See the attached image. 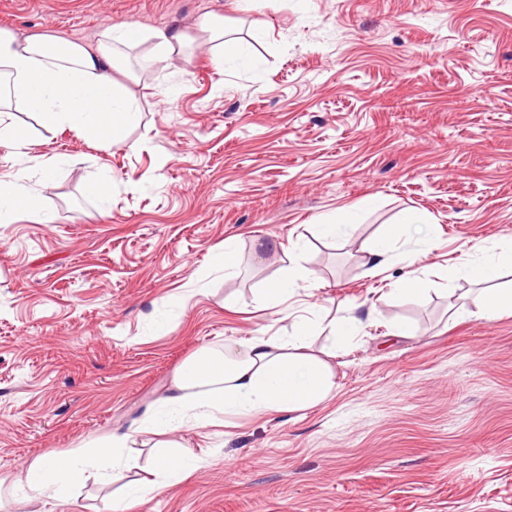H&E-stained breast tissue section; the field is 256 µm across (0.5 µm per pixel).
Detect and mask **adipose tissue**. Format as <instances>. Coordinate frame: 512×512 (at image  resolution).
<instances>
[{"label":"adipose tissue","instance_id":"1","mask_svg":"<svg viewBox=\"0 0 512 512\" xmlns=\"http://www.w3.org/2000/svg\"><path fill=\"white\" fill-rule=\"evenodd\" d=\"M151 41L150 59L165 62L179 53L188 35L178 29L143 31L131 23L105 30L94 48L52 37L21 39L0 29V145L13 156H24L26 137L15 122L17 112H31L49 132L75 130L97 149L108 152L125 143L129 130L140 119L129 89L139 75L130 66V55L144 41ZM124 81L114 79V72ZM22 215L47 222L49 205L28 176L0 178V224ZM512 269V249L492 253L486 261L464 260L458 276L479 285L486 300V314L512 311V289L496 284L499 269ZM360 318L356 307L343 316H298L288 332L253 336L202 351L175 372L172 392L159 403L145 428L164 437L185 425H213L228 415L266 411H300L324 402L335 388L329 356L314 352L311 339L330 330L334 344L342 345L356 334ZM130 435H113L110 443L85 445L63 457H42L30 464L24 481L13 484V496L27 501H63L78 478L93 476L117 482L136 460L127 455ZM198 468V459L187 447L158 453L153 477L126 487V496L140 500L155 490L179 483Z\"/></svg>","mask_w":512,"mask_h":512}]
</instances>
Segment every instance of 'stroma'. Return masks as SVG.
Here are the masks:
<instances>
[{"label":"stroma","mask_w":512,"mask_h":512,"mask_svg":"<svg viewBox=\"0 0 512 512\" xmlns=\"http://www.w3.org/2000/svg\"><path fill=\"white\" fill-rule=\"evenodd\" d=\"M208 15L247 59L215 64ZM121 22L192 39L131 85L127 142L102 152L19 112L28 157L0 147V175L27 169L53 209L0 224V476L135 431L197 351L287 331L255 296L289 262L311 273L293 309L372 314L324 403L174 433L199 458L187 480L134 503L90 478L0 512H512V312L448 310L470 289L455 266L512 246V0H0L21 37L92 47ZM342 210L357 220L337 246L316 226ZM391 228L392 262L367 274ZM228 237L232 280L214 265ZM411 270L427 292L396 298ZM215 264L223 268L225 279H232L239 275L241 253L235 238L230 237L224 240V251L216 254Z\"/></svg>","instance_id":"stroma-1"}]
</instances>
